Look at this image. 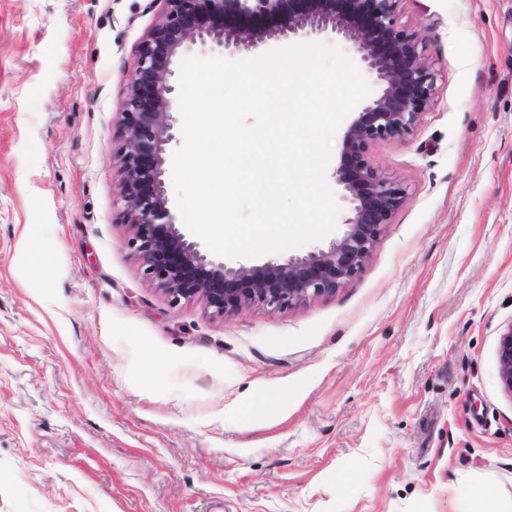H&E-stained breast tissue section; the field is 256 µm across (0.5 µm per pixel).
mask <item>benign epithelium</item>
<instances>
[{
    "mask_svg": "<svg viewBox=\"0 0 512 512\" xmlns=\"http://www.w3.org/2000/svg\"><path fill=\"white\" fill-rule=\"evenodd\" d=\"M158 20L139 44L136 67L122 90L117 199L127 244L143 274L171 301L199 300L218 319L252 306L292 309L332 296L358 274L406 189L369 161L378 141L402 139L433 103L436 74L422 54L424 35L397 24L401 0H162ZM275 17L273 29L266 20ZM331 35L348 43L364 72L384 85L364 100L344 133L336 170L347 209L345 230L325 249L260 265L212 259L174 223L164 164L175 140L173 59L187 43L250 52L272 38ZM498 372L512 393V323L500 335Z\"/></svg>",
    "mask_w": 512,
    "mask_h": 512,
    "instance_id": "1",
    "label": "benign epithelium"
}]
</instances>
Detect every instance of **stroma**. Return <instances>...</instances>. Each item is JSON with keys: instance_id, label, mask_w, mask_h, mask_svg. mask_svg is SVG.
<instances>
[{"instance_id": "1", "label": "stroma", "mask_w": 512, "mask_h": 512, "mask_svg": "<svg viewBox=\"0 0 512 512\" xmlns=\"http://www.w3.org/2000/svg\"><path fill=\"white\" fill-rule=\"evenodd\" d=\"M162 7L0 0V512H512V0H401L437 71L369 151L402 207L333 296L222 320L144 278L116 203ZM498 372L503 387L512 393V324L508 325L499 339Z\"/></svg>"}]
</instances>
